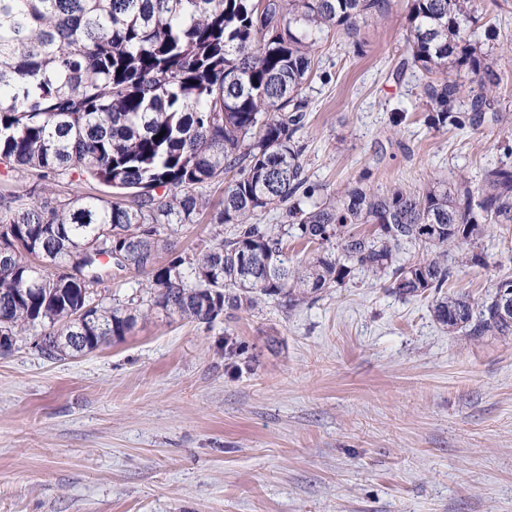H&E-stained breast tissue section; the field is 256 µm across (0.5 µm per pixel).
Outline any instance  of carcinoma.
<instances>
[{
    "label": "carcinoma",
    "instance_id": "1",
    "mask_svg": "<svg viewBox=\"0 0 512 512\" xmlns=\"http://www.w3.org/2000/svg\"><path fill=\"white\" fill-rule=\"evenodd\" d=\"M407 57L422 74L427 127L474 132L512 115L448 81L498 75L481 55L512 52L476 0H407ZM389 0H0V165L24 180L66 181L68 196L0 192V336L41 330L49 360L90 353L156 313L210 325L268 298L294 307L361 269L404 298L431 300L434 319L480 340L512 335L492 280L480 299L443 291L449 257L512 228V167L422 191L360 184L319 195L299 132L318 42L357 34ZM161 139L154 140L155 136ZM97 182L107 197L82 194ZM224 185L209 209L204 185ZM285 208L291 236L316 245L292 262L283 237L252 217ZM209 213L215 231L193 254L174 238ZM232 230L224 236V225ZM420 258L401 262L406 247ZM148 276L123 296L101 290L112 270Z\"/></svg>",
    "mask_w": 512,
    "mask_h": 512
}]
</instances>
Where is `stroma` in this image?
<instances>
[{
  "instance_id": "1",
  "label": "stroma",
  "mask_w": 512,
  "mask_h": 512,
  "mask_svg": "<svg viewBox=\"0 0 512 512\" xmlns=\"http://www.w3.org/2000/svg\"><path fill=\"white\" fill-rule=\"evenodd\" d=\"M406 0L315 51L301 141L318 188L419 190L505 163L497 129L428 128ZM449 292L485 295L512 269ZM245 344L224 356V339ZM0 512H512V337L448 332L354 271L315 301L212 325L165 316L62 361L0 355Z\"/></svg>"
}]
</instances>
